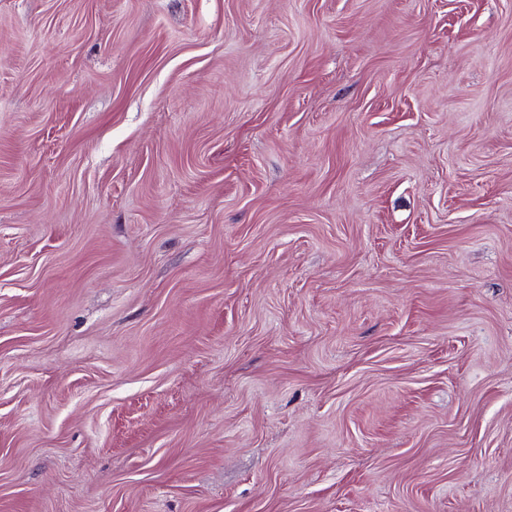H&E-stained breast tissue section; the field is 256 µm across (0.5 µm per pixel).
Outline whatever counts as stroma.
<instances>
[{"mask_svg":"<svg viewBox=\"0 0 512 512\" xmlns=\"http://www.w3.org/2000/svg\"><path fill=\"white\" fill-rule=\"evenodd\" d=\"M0 512H512V0H0Z\"/></svg>","mask_w":512,"mask_h":512,"instance_id":"stroma-1","label":"stroma"}]
</instances>
